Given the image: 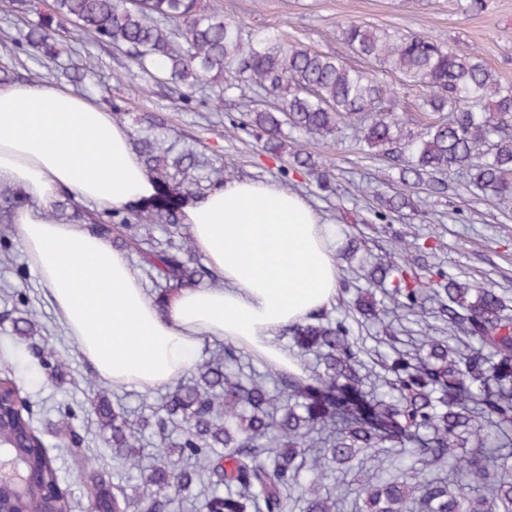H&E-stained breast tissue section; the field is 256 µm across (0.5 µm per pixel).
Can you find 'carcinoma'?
Wrapping results in <instances>:
<instances>
[{
    "label": "carcinoma",
    "mask_w": 512,
    "mask_h": 512,
    "mask_svg": "<svg viewBox=\"0 0 512 512\" xmlns=\"http://www.w3.org/2000/svg\"><path fill=\"white\" fill-rule=\"evenodd\" d=\"M48 14L23 34L42 57L54 60L65 49L59 29L124 49L154 78L171 83L189 101L200 80L229 75L258 87L268 104L246 113L243 127L264 136L263 148L333 190L330 168L286 143L283 127L310 138L336 137L344 126L358 143L404 163L413 183L426 176L456 175L490 202L512 200V86L504 85L473 55H459L424 36L396 35L348 24L349 49L376 62L404 83H426L432 94L423 106L448 113L414 132L402 114L381 106L389 93L369 72L319 53L301 42L266 33L244 39L234 20L200 0H49ZM150 139L140 154L152 171L167 169L165 190L152 204L130 212L85 208L80 220L135 254L148 275L155 300L173 290L199 285L208 275L180 221L181 191L201 182L204 162L184 153L172 163ZM381 200L375 221L390 224L410 205L400 194ZM166 226L168 238L152 242L150 225ZM380 287L392 312L406 318L437 305L448 339L426 336L414 353L397 351L383 362L389 391L375 398L365 390L362 348L350 316L311 315L288 325L293 345L323 366L313 376L268 368L246 376L244 347L224 341L223 358L195 366L196 374L163 398L139 423L98 394L94 409L110 433L112 468L141 473L142 486L112 484L90 469L81 440L71 430L62 447L75 465L89 470L90 505L96 512H168L175 499L195 486L207 493L199 512H336V498L301 483V472L319 478L342 468L362 450L404 445L419 439L423 468L404 463L394 473L358 481L364 512H502L512 508V310L492 288L478 287L438 268L423 283L410 265L390 260L365 271ZM354 311L381 324L384 341L398 336L382 324L387 306L358 299ZM37 332L27 316L13 319L16 343ZM455 345H450V342ZM350 411L344 427L331 431L336 414ZM32 428L30 413L12 401L0 405V446L18 443ZM151 430L160 461L143 465L142 441ZM319 446L309 452L312 445ZM37 475L23 498L0 483V499L17 512H72L58 468L46 456L19 449Z\"/></svg>",
    "instance_id": "obj_1"
}]
</instances>
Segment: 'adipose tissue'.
<instances>
[{"instance_id":"obj_1","label":"adipose tissue","mask_w":512,"mask_h":512,"mask_svg":"<svg viewBox=\"0 0 512 512\" xmlns=\"http://www.w3.org/2000/svg\"><path fill=\"white\" fill-rule=\"evenodd\" d=\"M0 184L23 198L14 222L26 254L102 382L143 391L169 386L205 343L226 339L276 369L300 373L274 334L337 294L333 251L301 195L235 180L205 197H185L181 221L224 285H186L160 306L124 252L86 225L49 218L66 192L101 211L156 196L158 184L132 150L129 130L110 111L63 85L0 84Z\"/></svg>"}]
</instances>
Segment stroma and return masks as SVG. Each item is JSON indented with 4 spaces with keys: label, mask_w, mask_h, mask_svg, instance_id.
<instances>
[{
    "label": "stroma",
    "mask_w": 512,
    "mask_h": 512,
    "mask_svg": "<svg viewBox=\"0 0 512 512\" xmlns=\"http://www.w3.org/2000/svg\"><path fill=\"white\" fill-rule=\"evenodd\" d=\"M205 2L223 10L246 34L276 30L366 71L374 70V63L348 49L341 37V23L354 21L397 34L427 35L453 52L476 55L502 84L512 85V0H480L478 7L466 14L460 8L462 0ZM71 46L81 57L99 62L82 94L104 107L112 102L122 105L119 121L132 137L141 135L140 117L153 114L162 122L169 143L193 149L214 165L224 166V180L268 181L306 198L324 223L339 277L348 279L353 289H367L368 283L349 272L346 254L350 239H357L361 255L374 261L392 251L395 239L411 245L433 236L440 248L417 261L419 276H426L428 268L438 264L448 273H463L470 282L493 287L506 301H512V202L490 206L481 192L466 187L458 178L449 180L442 194L430 193L422 185H404L399 168L386 157L362 151L345 128L332 141L297 139L306 152L334 169V194L321 193L311 177L288 170L285 162L271 158L254 136L240 129L247 103L256 97L254 91L228 90L223 82L207 77L194 101L186 103L175 90L141 73L123 50L85 35ZM364 184L389 194L405 191L418 208L405 210L390 228L370 222V212L378 202L374 194L358 193V186ZM21 310L34 314L38 334L21 348L31 371L17 373L16 379L22 396L39 408L33 425L48 455L56 461L73 512H88L86 477L70 465L60 448L57 406L72 408L70 424L83 437L92 466L115 483H127L128 477L113 470L112 450L92 405L97 375L66 336L51 294L16 234L9 254H0V344L11 341L12 321Z\"/></svg>",
    "instance_id": "stroma-1"
}]
</instances>
